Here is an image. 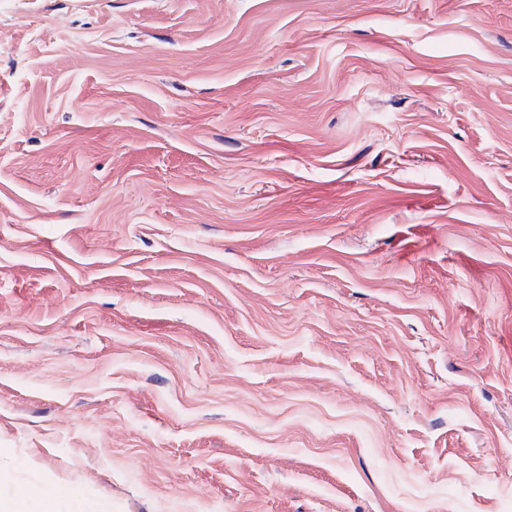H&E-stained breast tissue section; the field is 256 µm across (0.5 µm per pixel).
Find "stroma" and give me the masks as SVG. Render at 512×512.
Instances as JSON below:
<instances>
[{
  "mask_svg": "<svg viewBox=\"0 0 512 512\" xmlns=\"http://www.w3.org/2000/svg\"><path fill=\"white\" fill-rule=\"evenodd\" d=\"M512 512V0H0V497Z\"/></svg>",
  "mask_w": 512,
  "mask_h": 512,
  "instance_id": "1",
  "label": "stroma"
}]
</instances>
